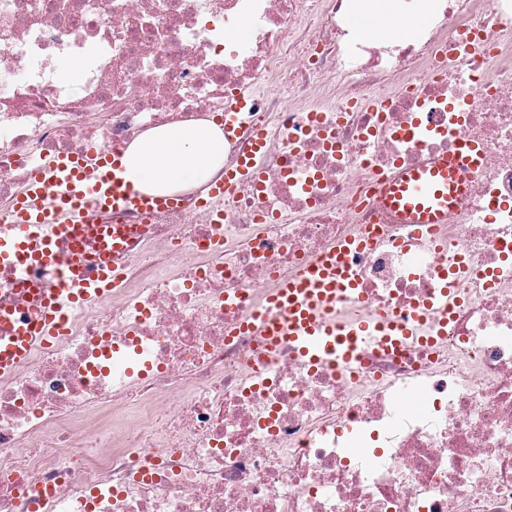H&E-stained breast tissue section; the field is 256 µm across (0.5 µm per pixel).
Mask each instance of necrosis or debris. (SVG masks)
<instances>
[{
  "label": "necrosis or debris",
  "instance_id": "obj_1",
  "mask_svg": "<svg viewBox=\"0 0 512 512\" xmlns=\"http://www.w3.org/2000/svg\"><path fill=\"white\" fill-rule=\"evenodd\" d=\"M376 0H0V225L49 158L215 118L260 175L123 221L121 284L0 378V512H512V0H431L408 42ZM83 62L79 83L62 73ZM478 168L422 238L374 205L454 148ZM372 309L462 295L431 347L361 377L241 330L337 241ZM418 391L417 409L400 405ZM423 12L402 16L399 12L383 6L369 14H358L353 19L356 33L375 41L396 39L408 41L415 37L418 27L424 21ZM267 139L264 131H257L254 134V150L250 155L245 156L238 166L231 172L224 175V183L212 187L209 192V198L219 201L224 195L229 193L238 182L248 177L251 171L256 167L259 159V153L263 149Z\"/></svg>",
  "mask_w": 512,
  "mask_h": 512
}]
</instances>
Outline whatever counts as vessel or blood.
<instances>
[{
	"mask_svg": "<svg viewBox=\"0 0 512 512\" xmlns=\"http://www.w3.org/2000/svg\"><path fill=\"white\" fill-rule=\"evenodd\" d=\"M267 135L254 134V153L226 173L209 196L221 200L256 167ZM119 157L106 150L88 159L61 157L36 171L25 195L14 207L11 224L0 226V268L13 274L16 291L31 295L37 307L25 314L0 306V377L10 376L33 351L62 335L72 308L95 301L118 285L120 274L111 257L124 249L125 231L112 228V244L100 255L85 245L96 213H145L167 200L134 189ZM477 173L464 151L433 155L400 170L378 205L402 224H444L456 201ZM351 243H340L320 259L284 280L265 310L250 315L247 327L257 329L266 348L289 343L313 365H341L357 371L369 348L400 353L415 342H432L446 331L454 308L448 295L399 316L370 317L358 311L361 297L350 258ZM40 270L54 272L52 287L32 281Z\"/></svg>",
	"mask_w": 512,
	"mask_h": 512,
	"instance_id": "b4317fda",
	"label": "vessel or blood"
}]
</instances>
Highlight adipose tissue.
<instances>
[{
	"instance_id": "ef3b65f1",
	"label": "adipose tissue",
	"mask_w": 512,
	"mask_h": 512,
	"mask_svg": "<svg viewBox=\"0 0 512 512\" xmlns=\"http://www.w3.org/2000/svg\"><path fill=\"white\" fill-rule=\"evenodd\" d=\"M425 16L381 7L353 19L359 36L375 41L415 37ZM126 181L140 191L169 194L206 183L224 166V129L214 120L162 126L132 142L123 157Z\"/></svg>"
}]
</instances>
